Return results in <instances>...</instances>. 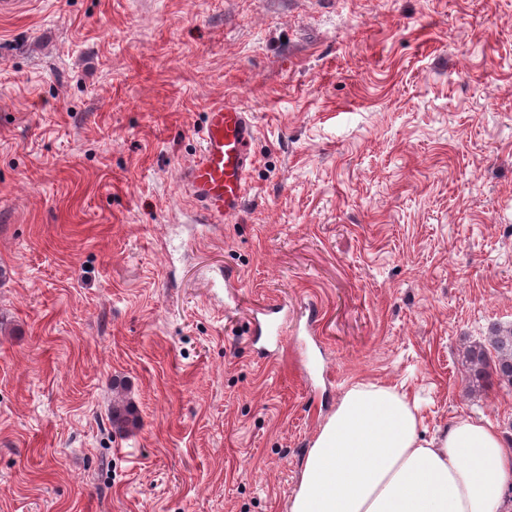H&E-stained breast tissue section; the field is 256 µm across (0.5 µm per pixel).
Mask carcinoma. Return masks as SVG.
<instances>
[{
  "label": "carcinoma",
  "mask_w": 512,
  "mask_h": 512,
  "mask_svg": "<svg viewBox=\"0 0 512 512\" xmlns=\"http://www.w3.org/2000/svg\"><path fill=\"white\" fill-rule=\"evenodd\" d=\"M490 346L470 345L466 348V385L480 392L488 388L492 380L512 385V328L494 324L488 336ZM136 420L129 405L114 403L111 413L112 427L123 432Z\"/></svg>",
  "instance_id": "cac0c4a2"
}]
</instances>
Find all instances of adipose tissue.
<instances>
[{
	"mask_svg": "<svg viewBox=\"0 0 512 512\" xmlns=\"http://www.w3.org/2000/svg\"><path fill=\"white\" fill-rule=\"evenodd\" d=\"M511 485L491 423L428 440L405 394L359 382L316 434L290 512H512Z\"/></svg>",
	"mask_w": 512,
	"mask_h": 512,
	"instance_id": "adipose-tissue-1",
	"label": "adipose tissue"
}]
</instances>
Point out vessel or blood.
<instances>
[{
  "mask_svg": "<svg viewBox=\"0 0 512 512\" xmlns=\"http://www.w3.org/2000/svg\"><path fill=\"white\" fill-rule=\"evenodd\" d=\"M253 138L251 116L238 104L210 108L200 131V150L181 175L184 191L205 223L226 221L241 211L254 162Z\"/></svg>",
  "mask_w": 512,
  "mask_h": 512,
  "instance_id": "b4317fda",
  "label": "vessel or blood"
}]
</instances>
